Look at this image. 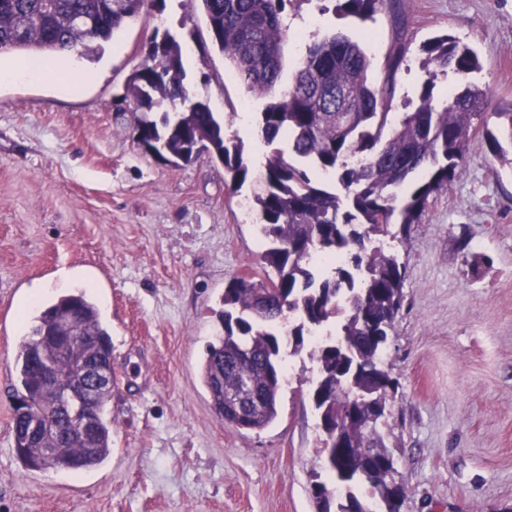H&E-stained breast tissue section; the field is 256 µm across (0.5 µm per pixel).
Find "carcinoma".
Instances as JSON below:
<instances>
[{"instance_id": "obj_1", "label": "carcinoma", "mask_w": 512, "mask_h": 512, "mask_svg": "<svg viewBox=\"0 0 512 512\" xmlns=\"http://www.w3.org/2000/svg\"><path fill=\"white\" fill-rule=\"evenodd\" d=\"M155 0H0V54L24 52L32 58L96 50ZM214 44L234 75L257 99L275 93L282 79V45L290 0H199ZM339 9L367 21L384 0H338ZM426 80L413 111L388 123L394 94L393 73L377 87L372 59L363 43L328 33L306 44L288 88L259 113L265 142L272 146L263 165L265 187L254 198L260 233L270 243L263 261L265 281L239 278L224 289L219 319L224 334L208 345L202 381L213 405L224 409V424L262 430L278 416L286 358L299 354L305 337L326 336L310 346L318 376L312 401L323 430L325 468L345 490L337 512H401L404 483L369 465L365 450L387 457L379 423L363 421L367 391L390 378L383 353L402 306L405 266L394 252L376 247L385 234L407 240L431 196L461 174L472 121L486 112L498 120V133H486L492 153L512 166V101L492 104L472 81L481 69L476 52L449 35L423 48ZM182 47L169 34H154L147 61L129 76L124 99L142 117L137 143L152 146L172 164L191 162L205 152L224 165L234 190L250 175L243 146L226 136L224 122L209 105L187 103ZM449 82L442 98L436 80ZM161 121L150 114L162 108ZM284 142V151L276 144ZM315 170L335 180L332 190L311 177ZM399 226L398 233L389 227ZM345 261L323 274L316 256ZM69 312L90 344L78 356H112V343L96 305L83 293L62 295L38 307L31 330L20 341L14 370L15 392L29 393L39 409L50 407L55 391L39 383L42 362L55 366L59 382L72 370L49 336L54 320ZM28 413L14 410L12 430L17 457L30 470H75L98 465L112 453V420L98 417L92 435L76 429L62 438L45 429L29 433ZM369 488V497L355 489Z\"/></svg>"}]
</instances>
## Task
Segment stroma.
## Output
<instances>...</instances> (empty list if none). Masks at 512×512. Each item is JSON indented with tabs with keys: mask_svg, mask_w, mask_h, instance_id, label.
I'll list each match as a JSON object with an SVG mask.
<instances>
[{
	"mask_svg": "<svg viewBox=\"0 0 512 512\" xmlns=\"http://www.w3.org/2000/svg\"><path fill=\"white\" fill-rule=\"evenodd\" d=\"M335 5H287L283 78L315 35L372 31L374 82L405 50L392 111L408 112L427 78L422 45L448 34L477 52L475 80L493 100H512V0H387L366 25ZM157 30L191 56L189 102L225 118L251 166L269 151L264 103L213 45L198 0H156L100 58L81 60L77 91L55 77L0 84V512H316L312 484L330 476L307 355L288 358L278 417L260 431L225 425L201 378L225 288L264 274L259 186L231 190L208 155L173 165L138 145L124 87ZM495 125L474 119L459 178L430 197L405 243L383 239L406 268L381 427L402 512H512V165L486 145ZM66 278L87 283L111 334L112 453L90 468L30 470L11 426L22 302L36 284L52 300Z\"/></svg>",
	"mask_w": 512,
	"mask_h": 512,
	"instance_id": "35a3bbf8",
	"label": "stroma"
}]
</instances>
